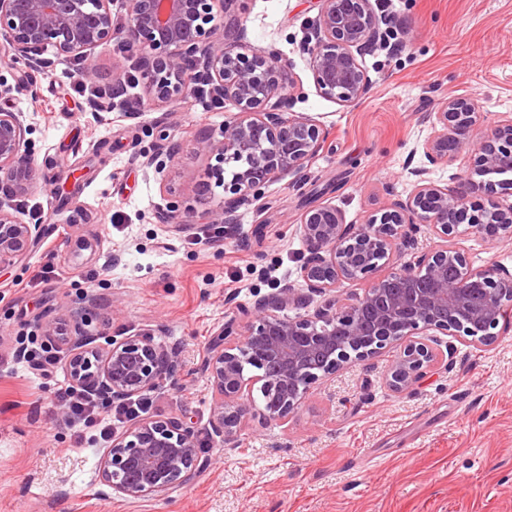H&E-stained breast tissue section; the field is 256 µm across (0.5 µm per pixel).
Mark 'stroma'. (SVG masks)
I'll use <instances>...</instances> for the list:
<instances>
[{"label":"stroma","mask_w":512,"mask_h":512,"mask_svg":"<svg viewBox=\"0 0 512 512\" xmlns=\"http://www.w3.org/2000/svg\"><path fill=\"white\" fill-rule=\"evenodd\" d=\"M385 5L403 23L405 47L366 55L372 89L344 107L316 92L297 50L319 0H250L248 43L275 45L293 64L303 88L293 111L320 118L330 135L303 191L274 182L263 212L240 209L225 229L213 223L222 188L196 193L213 160L194 141L202 133L222 140L232 106L149 102L133 118L97 112L66 93L72 59L45 50L46 68L30 75L38 97L12 96L37 186L21 199L0 194L23 223L42 213L44 229L24 264L0 270V512H512V327L488 347L458 343L448 368L402 393L386 383L393 347L314 387L287 424L263 421L256 402L236 448L210 434L208 343L257 298L301 287L308 248L295 226L305 205L335 204L359 224L406 197L408 170L423 161L415 148L443 96L473 98L487 124L512 116V0ZM149 150L167 154L163 173L145 166ZM168 186L185 202L174 220L164 216ZM453 243L472 268L512 269V240L462 234ZM44 266L51 281L35 283ZM17 280L28 289H13ZM74 308L89 312L92 335L148 330L176 350L179 370L152 391L148 416L195 429L211 463L190 484L156 498L100 496L106 442L76 449L65 409L35 401L34 376L11 370L17 332Z\"/></svg>","instance_id":"1"}]
</instances>
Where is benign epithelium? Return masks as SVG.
I'll return each instance as SVG.
<instances>
[{"mask_svg": "<svg viewBox=\"0 0 512 512\" xmlns=\"http://www.w3.org/2000/svg\"><path fill=\"white\" fill-rule=\"evenodd\" d=\"M118 24L112 0H0V36L7 47L0 63V99L19 89L22 76L43 68L40 49L82 63V76L97 77V50L117 38L141 53V81L150 101L174 105L192 95L186 67L198 62L211 83L236 112L224 120V138L205 135L196 149L214 156L208 178L224 190L219 224L237 222L247 206L263 209L266 188L285 176L296 178L323 150L328 130L314 117L289 111L299 90L290 64L270 45L255 49L244 43L249 0H231L236 14L224 23V0H123ZM309 19L299 51L321 97L351 107L369 93L373 81L362 57L385 45V18L372 0H320ZM14 83H8V78ZM481 115L468 96H444L422 142L423 164L410 169L412 189L361 224H348L331 203L307 208L297 224L309 256L299 268L305 285L300 294L284 286L257 299L242 311V334L236 320L212 340L203 372L215 392L210 420L212 436L234 448L241 435L254 387L264 399V420L286 422L298 412L311 387L345 366L369 359L390 346H400L388 379L402 393L432 369L448 364L452 342L493 343L500 324H512V270L491 265L475 270L465 254L448 245L460 233L487 241L512 239V203L477 208L469 197L479 191L512 190L509 179L493 176L512 170V117L476 136ZM24 113L0 106V187L25 195L33 186ZM466 150L474 156L476 181L467 173L454 187L430 177ZM438 239L435 247L408 262L420 225ZM41 237V225L24 224L0 204V269L23 264ZM391 271L377 275L383 266ZM365 284L363 292L336 296L343 281ZM298 302L306 312L282 318L277 308ZM88 323L81 310L69 320L42 326L51 343L72 349L68 373L74 385L121 401L157 389L174 377L178 361L153 333L96 342L85 336ZM259 367L261 373L246 376ZM195 430L178 419L132 424L102 458L101 494L124 498L161 497L189 484L207 465Z\"/></svg>", "mask_w": 512, "mask_h": 512, "instance_id": "benign-epithelium-1", "label": "benign epithelium"}]
</instances>
